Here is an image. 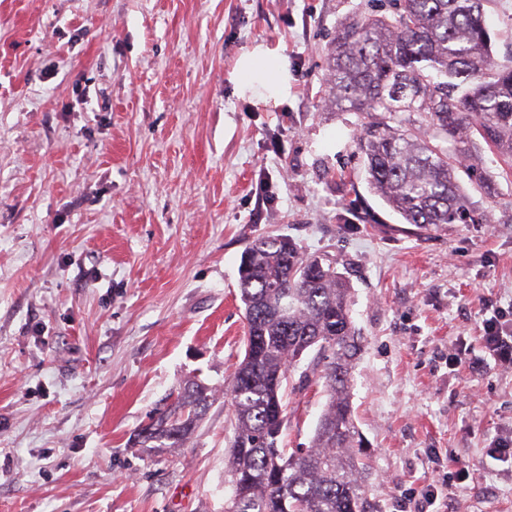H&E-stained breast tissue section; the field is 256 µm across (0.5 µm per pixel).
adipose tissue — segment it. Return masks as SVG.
I'll return each instance as SVG.
<instances>
[{"label": "adipose tissue", "mask_w": 512, "mask_h": 512, "mask_svg": "<svg viewBox=\"0 0 512 512\" xmlns=\"http://www.w3.org/2000/svg\"><path fill=\"white\" fill-rule=\"evenodd\" d=\"M232 80L240 96L265 105H280L289 95L290 76L275 49L256 44L239 57Z\"/></svg>", "instance_id": "obj_1"}]
</instances>
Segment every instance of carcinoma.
Returning a JSON list of instances; mask_svg holds the SVG:
<instances>
[{"instance_id":"cac0c4a2","label":"carcinoma","mask_w":512,"mask_h":512,"mask_svg":"<svg viewBox=\"0 0 512 512\" xmlns=\"http://www.w3.org/2000/svg\"><path fill=\"white\" fill-rule=\"evenodd\" d=\"M491 0H387L385 13L340 23L328 64L327 104L370 118L357 138L370 190L404 223L487 224L459 173L494 189L474 140L512 175V55L495 56ZM246 336L231 395L232 512H374L350 402L361 351L351 287L331 265L304 258L286 236L251 243L240 264ZM315 349L327 402L311 448L280 447L289 368ZM211 389L179 388L175 406L142 429L175 447L203 420Z\"/></svg>"}]
</instances>
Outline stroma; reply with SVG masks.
<instances>
[{"instance_id":"35a3bbf8","label":"stroma","mask_w":512,"mask_h":512,"mask_svg":"<svg viewBox=\"0 0 512 512\" xmlns=\"http://www.w3.org/2000/svg\"><path fill=\"white\" fill-rule=\"evenodd\" d=\"M380 0H0V512H227L248 243L292 238L352 286L350 381L377 512H512V177L469 190L486 224L419 228L373 195L324 106L340 21ZM263 43L287 101L239 98ZM315 351L288 374V451L326 396ZM195 380L214 392L183 445L137 435ZM470 477L458 481L460 468ZM499 317L500 315L494 313L485 320L483 336L485 348L495 364H512V331L508 334L503 330Z\"/></svg>"}]
</instances>
